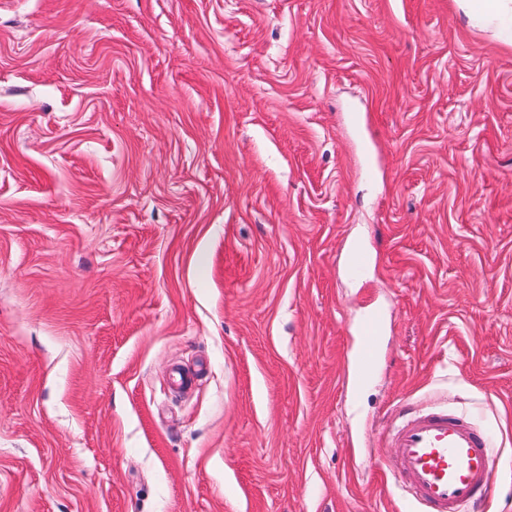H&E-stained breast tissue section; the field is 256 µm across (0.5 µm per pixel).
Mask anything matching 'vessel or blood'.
<instances>
[{"label": "vessel or blood", "instance_id": "1", "mask_svg": "<svg viewBox=\"0 0 512 512\" xmlns=\"http://www.w3.org/2000/svg\"><path fill=\"white\" fill-rule=\"evenodd\" d=\"M379 333L373 317L360 328L365 340L359 362L362 375H370L376 366ZM389 446L410 502L428 512H464L493 488L495 461L485 435L447 413L408 417L391 430Z\"/></svg>", "mask_w": 512, "mask_h": 512}]
</instances>
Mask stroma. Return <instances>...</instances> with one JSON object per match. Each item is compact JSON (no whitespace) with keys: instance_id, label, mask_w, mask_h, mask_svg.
<instances>
[{"instance_id":"1","label":"stroma","mask_w":512,"mask_h":512,"mask_svg":"<svg viewBox=\"0 0 512 512\" xmlns=\"http://www.w3.org/2000/svg\"><path fill=\"white\" fill-rule=\"evenodd\" d=\"M432 410L512 512V47L452 0H0V512H422L388 434ZM380 333L378 320L371 317L362 324L360 335L365 339V347L361 352L359 369L363 376L370 375L377 362V341Z\"/></svg>"}]
</instances>
